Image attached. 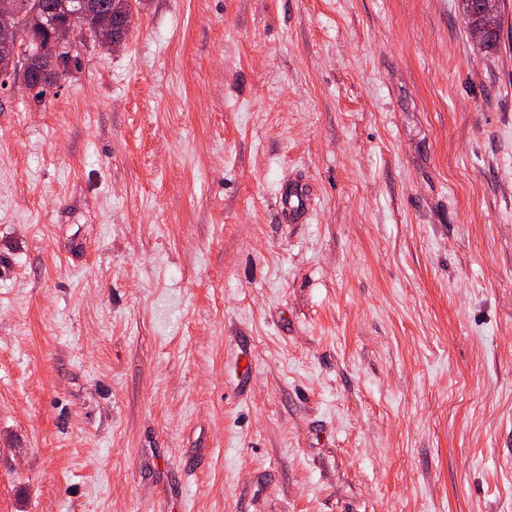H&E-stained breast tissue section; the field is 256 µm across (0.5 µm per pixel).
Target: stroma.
Here are the masks:
<instances>
[{"mask_svg":"<svg viewBox=\"0 0 512 512\" xmlns=\"http://www.w3.org/2000/svg\"><path fill=\"white\" fill-rule=\"evenodd\" d=\"M501 7L143 0L0 89V512H512ZM468 0H461V10L465 23L470 31L479 29L482 33L481 45L487 50H493L499 41L501 26L500 0H482L481 8L476 15L468 10Z\"/></svg>","mask_w":512,"mask_h":512,"instance_id":"stroma-1","label":"stroma"}]
</instances>
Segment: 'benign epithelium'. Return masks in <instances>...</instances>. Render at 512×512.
<instances>
[{"instance_id": "1", "label": "benign epithelium", "mask_w": 512, "mask_h": 512, "mask_svg": "<svg viewBox=\"0 0 512 512\" xmlns=\"http://www.w3.org/2000/svg\"><path fill=\"white\" fill-rule=\"evenodd\" d=\"M48 10L43 0H33L28 12L20 10L18 0H0V41L9 55L0 63V85H8L7 76L17 59L25 60L22 72L39 83L56 81L64 74V47L74 36V20L84 21L83 29L99 44L117 46L122 43L112 19V12L102 10L94 0H71L63 5V13L44 22Z\"/></svg>"}]
</instances>
